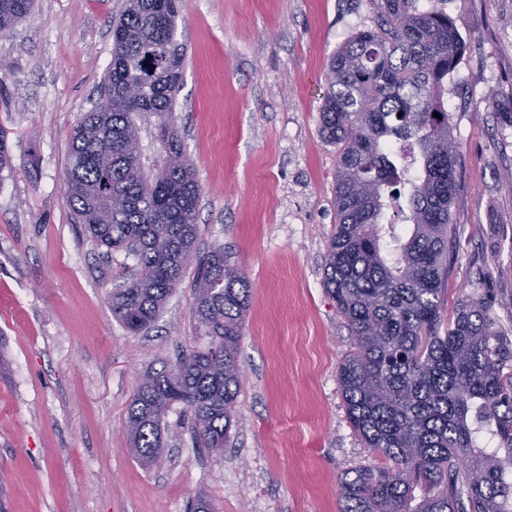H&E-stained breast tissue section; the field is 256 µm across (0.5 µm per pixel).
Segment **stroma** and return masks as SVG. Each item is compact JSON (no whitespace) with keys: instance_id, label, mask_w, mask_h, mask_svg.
Wrapping results in <instances>:
<instances>
[{"instance_id":"stroma-1","label":"stroma","mask_w":512,"mask_h":512,"mask_svg":"<svg viewBox=\"0 0 512 512\" xmlns=\"http://www.w3.org/2000/svg\"><path fill=\"white\" fill-rule=\"evenodd\" d=\"M463 43L444 95L460 154L450 295L483 269L512 333V0H443ZM125 0H35L0 30V512H340L344 473L377 464L337 380L351 336L323 285L337 148L320 133L331 57L372 25L366 0H180L186 45L174 127L201 188L198 246L223 245L252 302L236 424L223 456L164 419L166 454L127 451L142 376L198 344L196 266L151 327L112 316L125 252L82 234L65 201L69 135L100 96Z\"/></svg>"}]
</instances>
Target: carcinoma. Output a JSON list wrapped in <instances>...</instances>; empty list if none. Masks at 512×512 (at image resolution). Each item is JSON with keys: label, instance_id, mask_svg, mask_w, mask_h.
Returning <instances> with one entry per match:
<instances>
[{"label": "carcinoma", "instance_id": "obj_1", "mask_svg": "<svg viewBox=\"0 0 512 512\" xmlns=\"http://www.w3.org/2000/svg\"><path fill=\"white\" fill-rule=\"evenodd\" d=\"M440 2L367 0L374 25L343 44L327 72L320 128L338 160L324 285L353 341L338 368L347 418L380 459L340 479L341 512H512V340L491 316L494 289L449 301L445 287L459 185L443 96L461 41ZM32 6L0 0V29ZM178 17V0H126L112 20L100 102L73 128L66 169V204L88 240L134 259L108 297L127 331L155 321L196 260L191 314L207 344L137 388L126 429L144 466L160 462L162 422L176 405L189 412L196 445L228 447L251 302L224 249L197 252L200 186L172 119L185 56ZM145 112L157 117L165 153L155 173L129 136ZM402 197L409 229L389 252L379 224Z\"/></svg>", "mask_w": 512, "mask_h": 512}]
</instances>
